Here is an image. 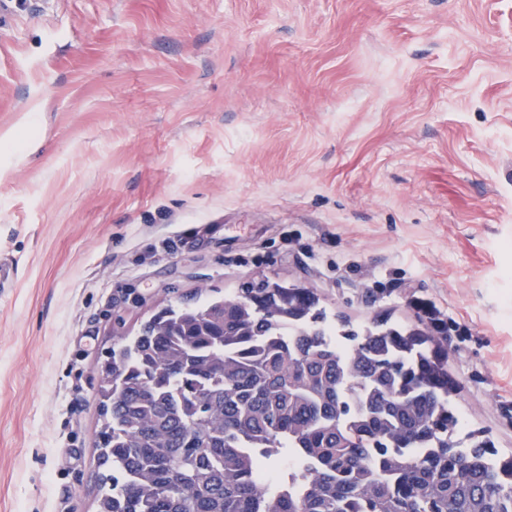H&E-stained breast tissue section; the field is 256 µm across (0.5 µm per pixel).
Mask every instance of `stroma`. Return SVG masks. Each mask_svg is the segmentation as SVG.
Here are the masks:
<instances>
[{
	"label": "stroma",
	"mask_w": 512,
	"mask_h": 512,
	"mask_svg": "<svg viewBox=\"0 0 512 512\" xmlns=\"http://www.w3.org/2000/svg\"><path fill=\"white\" fill-rule=\"evenodd\" d=\"M0 512H95L98 366L262 280L450 326L512 456V0H0Z\"/></svg>",
	"instance_id": "35a3bbf8"
}]
</instances>
